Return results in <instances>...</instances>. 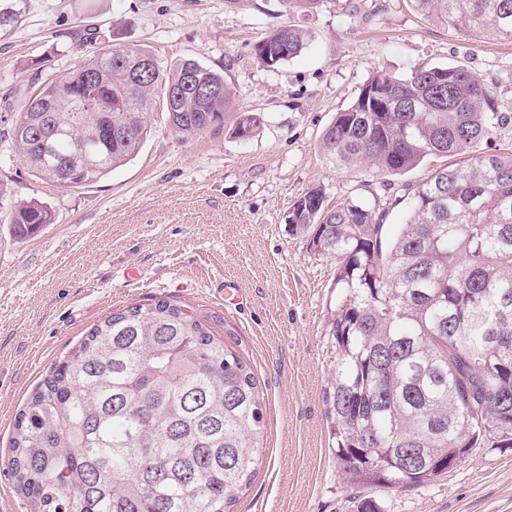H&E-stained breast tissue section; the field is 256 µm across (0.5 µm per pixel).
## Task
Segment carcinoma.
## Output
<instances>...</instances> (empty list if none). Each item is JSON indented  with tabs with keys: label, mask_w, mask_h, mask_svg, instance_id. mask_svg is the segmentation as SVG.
I'll return each mask as SVG.
<instances>
[{
	"label": "carcinoma",
	"mask_w": 512,
	"mask_h": 512,
	"mask_svg": "<svg viewBox=\"0 0 512 512\" xmlns=\"http://www.w3.org/2000/svg\"><path fill=\"white\" fill-rule=\"evenodd\" d=\"M325 0H286L310 13ZM468 37L512 41V0H412ZM26 0H0V36ZM308 33L281 26L254 46L275 69ZM236 91L198 61L170 66L135 46H97L44 83L7 137L34 176L80 188L127 164L156 108L185 139L224 127ZM507 117L494 86L461 63L378 70L325 130L335 165L403 175L425 158H457L405 184L410 212L383 237L386 209L328 203L308 189L289 211L293 235L336 258L328 325L336 353L325 389L330 436L346 479L408 488L487 441L512 448V151L477 150ZM262 117L237 116L249 138ZM54 213L36 199L0 206L25 240ZM263 425L247 362L200 320L159 298L115 313L52 371L18 413L7 464L33 512H230L250 485Z\"/></svg>",
	"instance_id": "cac0c4a2"
}]
</instances>
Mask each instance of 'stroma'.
<instances>
[{
    "mask_svg": "<svg viewBox=\"0 0 512 512\" xmlns=\"http://www.w3.org/2000/svg\"><path fill=\"white\" fill-rule=\"evenodd\" d=\"M294 24L311 38L277 69L253 46ZM193 58L223 71L237 109L260 114L254 136L234 119L185 139L164 113L139 155L97 182L62 188L32 176L0 142L1 202L37 199L55 221L19 242L0 224V512H30L6 466L15 414L97 324L163 297L243 357L264 393L256 474L234 512H512V448L472 449L453 469L410 488L353 485L329 446L324 389L334 371L328 318L336 261L290 235L286 217L309 188L331 202L388 208L386 235L407 203L389 186L418 183L438 158L401 176L329 164L324 130L376 69L465 63L495 86L507 115L491 142L512 149V42L473 39L429 22L409 0H326L313 13L284 0H27L21 27L0 38V133L26 95L83 60L86 38Z\"/></svg>",
    "mask_w": 512,
    "mask_h": 512,
    "instance_id": "stroma-1",
    "label": "stroma"
}]
</instances>
